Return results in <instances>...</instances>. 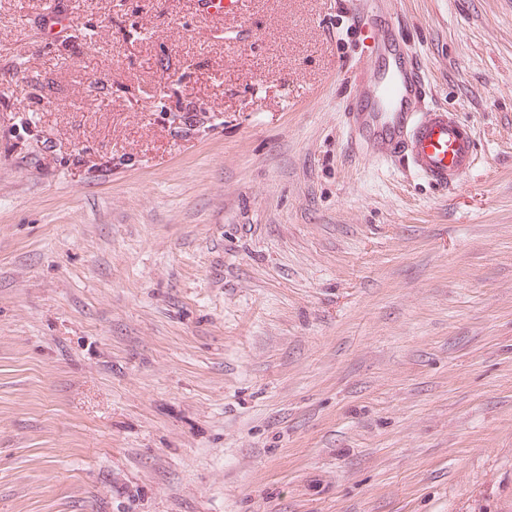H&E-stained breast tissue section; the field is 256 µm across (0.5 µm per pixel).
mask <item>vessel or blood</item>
<instances>
[{"instance_id":"vessel-or-blood-1","label":"vessel or blood","mask_w":512,"mask_h":512,"mask_svg":"<svg viewBox=\"0 0 512 512\" xmlns=\"http://www.w3.org/2000/svg\"><path fill=\"white\" fill-rule=\"evenodd\" d=\"M365 25L380 28L392 62L383 80L364 85L351 102L352 131L369 133L377 156L406 160L413 171L441 187L470 173L477 156L471 129L446 109L421 111L425 80L417 59L397 50L400 33L386 26L373 0H348Z\"/></svg>"}]
</instances>
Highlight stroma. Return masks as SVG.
Wrapping results in <instances>:
<instances>
[{
    "instance_id": "35a3bbf8",
    "label": "stroma",
    "mask_w": 512,
    "mask_h": 512,
    "mask_svg": "<svg viewBox=\"0 0 512 512\" xmlns=\"http://www.w3.org/2000/svg\"><path fill=\"white\" fill-rule=\"evenodd\" d=\"M378 6L452 187L346 0H0V512H512V0ZM374 1L349 0L348 9L365 25L381 29L382 49L392 62L383 80L362 84L352 98L350 129L369 133L378 157L404 159L427 181L452 186L475 167L474 134L447 109L420 110L421 68L411 53L396 50L400 33L383 22Z\"/></svg>"
}]
</instances>
